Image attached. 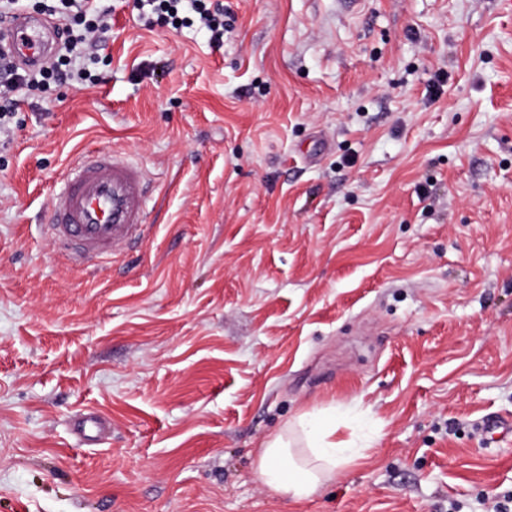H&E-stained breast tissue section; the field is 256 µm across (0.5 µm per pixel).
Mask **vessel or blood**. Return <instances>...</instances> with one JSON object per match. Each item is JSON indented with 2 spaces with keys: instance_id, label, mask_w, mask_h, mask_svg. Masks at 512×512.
<instances>
[{
  "instance_id": "1",
  "label": "vessel or blood",
  "mask_w": 512,
  "mask_h": 512,
  "mask_svg": "<svg viewBox=\"0 0 512 512\" xmlns=\"http://www.w3.org/2000/svg\"><path fill=\"white\" fill-rule=\"evenodd\" d=\"M12 31L0 41L13 44L15 36L26 38L24 54L29 66L40 64L45 55L44 25L19 15ZM147 182L140 166L101 150H86L70 164L55 194L49 224L60 255L83 266L114 255L145 236L148 209ZM105 422L93 415L81 418L80 437L97 442L106 432Z\"/></svg>"
}]
</instances>
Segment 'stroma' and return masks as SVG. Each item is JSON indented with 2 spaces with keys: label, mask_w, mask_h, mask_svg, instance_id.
I'll return each instance as SVG.
<instances>
[{
  "label": "stroma",
  "mask_w": 512,
  "mask_h": 512,
  "mask_svg": "<svg viewBox=\"0 0 512 512\" xmlns=\"http://www.w3.org/2000/svg\"><path fill=\"white\" fill-rule=\"evenodd\" d=\"M111 29L96 86L0 134V512H487L512 494V0H220ZM448 74L440 90L436 72ZM86 149L142 166L145 242L76 269L46 230ZM109 433L74 434L83 412ZM351 417L301 503L259 443ZM190 2L193 11L198 15L199 22L210 32L211 42L216 46H221L226 30L223 9L219 6L212 9V3H209V0H192Z\"/></svg>",
  "instance_id": "stroma-1"
}]
</instances>
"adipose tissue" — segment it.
<instances>
[{
	"label": "adipose tissue",
	"mask_w": 512,
	"mask_h": 512,
	"mask_svg": "<svg viewBox=\"0 0 512 512\" xmlns=\"http://www.w3.org/2000/svg\"><path fill=\"white\" fill-rule=\"evenodd\" d=\"M298 425L305 443L303 452H294L291 440L283 434L261 443L256 452L259 479L294 502L308 498L334 479L341 465L365 456L364 446L354 438H337L333 417L305 414Z\"/></svg>",
	"instance_id": "1"
}]
</instances>
